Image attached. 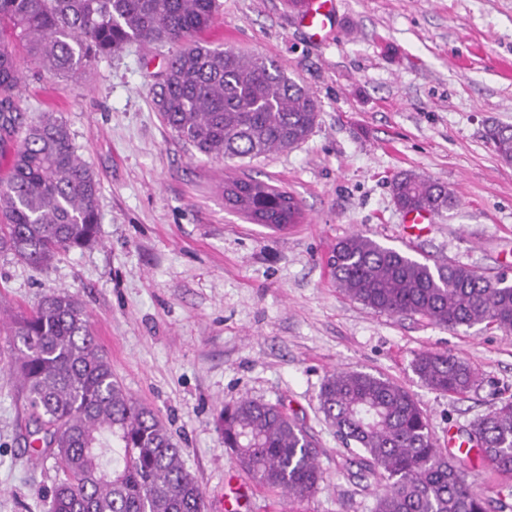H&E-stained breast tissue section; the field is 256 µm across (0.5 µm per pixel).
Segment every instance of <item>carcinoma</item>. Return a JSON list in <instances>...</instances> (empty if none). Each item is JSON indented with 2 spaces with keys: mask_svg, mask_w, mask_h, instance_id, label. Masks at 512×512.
<instances>
[{
  "mask_svg": "<svg viewBox=\"0 0 512 512\" xmlns=\"http://www.w3.org/2000/svg\"><path fill=\"white\" fill-rule=\"evenodd\" d=\"M217 8V0H0V133L16 132L20 61L68 76L136 41L179 46L153 101L171 131L200 154L254 159L302 144L318 117L308 89L262 56L191 41ZM489 139L512 162V126H495ZM392 193L405 211L439 215L455 204L448 187L413 173L396 178ZM99 194L67 125L47 113L24 129L0 181V252L47 268L61 251L93 246ZM224 203L277 230L302 214L293 193L252 178H224ZM330 266L344 295L378 313L512 331V283L502 277L431 265L360 233L336 243ZM10 346L29 408L26 442L43 448L63 474L52 512H207L163 420L112 378L74 295L44 296L13 322ZM414 371L448 394H464L476 380L475 369L448 353L420 354ZM319 401L357 453L353 476L380 486L375 512H489L467 473L437 448L426 414L402 386L340 371L326 378ZM218 425L224 447L259 485L304 500L322 480L311 437L278 406L241 399L224 405ZM466 441L484 462L511 474L512 400L476 420Z\"/></svg>",
  "mask_w": 512,
  "mask_h": 512,
  "instance_id": "obj_1",
  "label": "carcinoma"
}]
</instances>
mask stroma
<instances>
[{"label":"stroma","instance_id":"stroma-1","mask_svg":"<svg viewBox=\"0 0 512 512\" xmlns=\"http://www.w3.org/2000/svg\"><path fill=\"white\" fill-rule=\"evenodd\" d=\"M338 27L309 39L287 0H219L200 35L210 47L275 61L315 96L319 117L298 147L257 159L200 155L163 123L152 90L175 46L132 43L88 73L23 72L25 123L56 113L100 182V241L46 269L0 253V512H49L61 474L26 447L24 393L11 366L14 315L64 289L83 305L112 373L153 408L182 451L209 512H374V488L324 419L321 387L337 370L410 391L434 439L512 399V332L448 329L377 313L346 297L328 265L360 233L432 263L512 277V163L488 131L512 125V0H338ZM411 172L456 204L419 237L404 233L391 192ZM292 191L305 220L274 231L224 206V178ZM424 352L465 359L466 394L426 387ZM249 398L279 405L312 436L324 479L307 501L258 485L225 448L217 418ZM491 512H512V474L463 462Z\"/></svg>","mask_w":512,"mask_h":512}]
</instances>
